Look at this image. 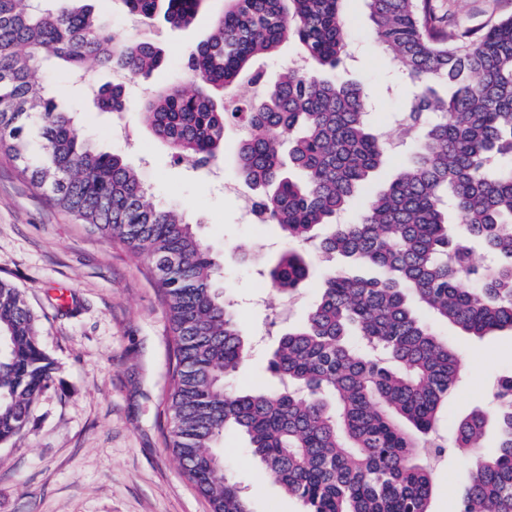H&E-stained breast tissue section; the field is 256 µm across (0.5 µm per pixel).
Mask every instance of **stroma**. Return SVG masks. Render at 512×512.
<instances>
[{
	"label": "stroma",
	"instance_id": "35a3bbf8",
	"mask_svg": "<svg viewBox=\"0 0 512 512\" xmlns=\"http://www.w3.org/2000/svg\"><path fill=\"white\" fill-rule=\"evenodd\" d=\"M223 2L211 0L208 10L186 28L158 17L131 29L121 0H89L118 40H146L162 52V69L121 80L122 113L97 107V90L118 81L97 62L85 64L80 84L62 67L46 64L45 81L58 107L76 113L82 138L121 155L155 201L194 219V230L212 247L242 332L251 341L233 383L256 388L271 383L268 366L277 339L315 302L327 264L314 259L311 276L291 300H284L261 271L285 244L274 225L253 221L254 193L236 174V129L226 133L218 169H196L176 161L141 119L144 99L154 90L169 83L193 88L183 59L207 38ZM434 2L449 26L477 32L512 16V0ZM344 17L353 58L338 73L366 89L368 121L391 144L346 212L351 220L407 159L410 135L403 116L409 96L390 57L376 45L364 0H346ZM302 55L299 43L289 41L264 59L261 84L242 80L225 90V99L239 103L255 97ZM0 279L23 292L39 317V345L57 365L53 385L34 405L23 434L0 445V512H210L167 446L171 345L163 294L148 262L62 211L3 149ZM434 328L477 371L476 378L461 379L441 414L440 426L449 432L471 411L488 406L499 377L512 372V331L479 338L449 323L438 322ZM224 473L247 493L252 512H303L299 501L264 476L243 438L232 431L224 436ZM469 476L458 456L445 459L435 471L433 512H456Z\"/></svg>",
	"mask_w": 512,
	"mask_h": 512
}]
</instances>
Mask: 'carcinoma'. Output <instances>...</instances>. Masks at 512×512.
Wrapping results in <instances>:
<instances>
[{
    "mask_svg": "<svg viewBox=\"0 0 512 512\" xmlns=\"http://www.w3.org/2000/svg\"><path fill=\"white\" fill-rule=\"evenodd\" d=\"M123 2L180 28L207 0ZM342 2L224 0L211 34L184 60L199 88L168 86L144 104L154 135L197 166L221 157L228 124L249 127L236 170L259 192L261 223L290 243H313L328 262L340 256L377 270L326 276L305 319L278 339L270 363L278 390L231 384L248 339L189 218L155 203L124 159L81 138L72 113L45 93L46 59L72 74L89 60L140 74L162 64L153 44L120 42L84 0H0V148L59 208L150 263L172 336L168 448L211 512H251L224 477L230 428L304 512H431L434 467L450 450L471 468L457 512H512V375L498 382L493 409L441 435V412L466 366L412 309L472 336L512 330V17L479 35L456 33L432 0H365L376 42L409 86L415 139L360 218L339 224L387 149L369 126L362 85L289 67L230 112L221 97L244 75L261 81L258 58L291 38L317 70L336 69L350 57ZM101 108L124 110L120 86ZM476 245L495 261L475 265ZM310 267L308 253L289 248L267 276L292 295ZM54 373L37 316L0 280L1 445L22 432ZM491 419L498 445L487 457Z\"/></svg>",
    "mask_w": 512,
    "mask_h": 512,
    "instance_id": "carcinoma-1",
    "label": "carcinoma"
}]
</instances>
